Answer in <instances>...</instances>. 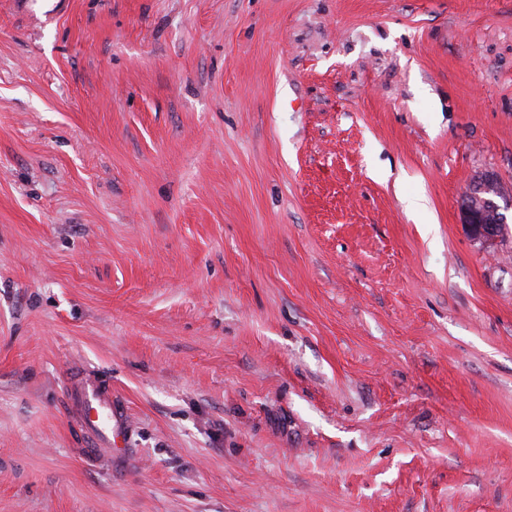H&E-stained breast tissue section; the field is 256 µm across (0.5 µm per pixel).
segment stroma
Returning <instances> with one entry per match:
<instances>
[{
	"label": "stroma",
	"mask_w": 512,
	"mask_h": 512,
	"mask_svg": "<svg viewBox=\"0 0 512 512\" xmlns=\"http://www.w3.org/2000/svg\"><path fill=\"white\" fill-rule=\"evenodd\" d=\"M488 172L512 0H0V512H512ZM476 186V191H485L488 195L479 198L476 204L470 201L471 190L462 197L460 202L462 222L468 227L471 235L489 249L501 236L503 224H506L503 214L499 211V205L490 198L491 195L503 196V188L493 174L485 176ZM497 212L501 215L502 224H498ZM80 411L91 429L102 435L108 448L121 451L125 443L124 422L112 409L110 398L95 384L88 383L78 391Z\"/></svg>",
	"instance_id": "35a3bbf8"
}]
</instances>
